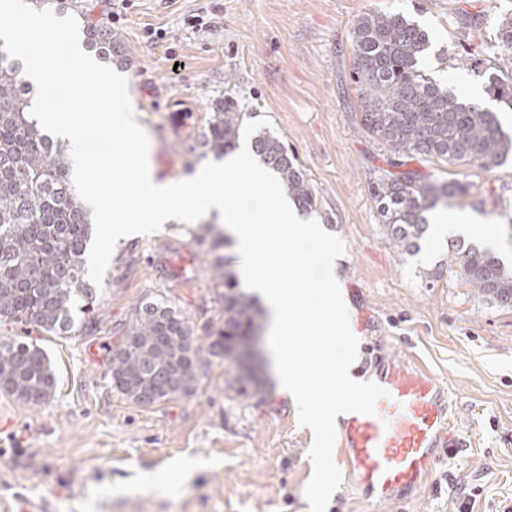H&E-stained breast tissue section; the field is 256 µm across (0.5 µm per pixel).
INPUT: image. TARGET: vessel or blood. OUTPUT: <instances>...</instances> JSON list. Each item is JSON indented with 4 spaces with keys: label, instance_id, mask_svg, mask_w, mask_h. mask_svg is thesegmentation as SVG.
<instances>
[{
    "label": "vessel or blood",
    "instance_id": "1",
    "mask_svg": "<svg viewBox=\"0 0 512 512\" xmlns=\"http://www.w3.org/2000/svg\"><path fill=\"white\" fill-rule=\"evenodd\" d=\"M374 381L385 396L375 414L342 418L336 456L369 500L405 503L462 443L450 431L454 414L447 386L417 362L381 360Z\"/></svg>",
    "mask_w": 512,
    "mask_h": 512
}]
</instances>
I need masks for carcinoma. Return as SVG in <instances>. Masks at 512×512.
Listing matches in <instances>:
<instances>
[{"mask_svg":"<svg viewBox=\"0 0 512 512\" xmlns=\"http://www.w3.org/2000/svg\"><path fill=\"white\" fill-rule=\"evenodd\" d=\"M59 7L82 15L85 46L102 62L129 66L127 47L112 27L90 20L77 0H59ZM351 38L361 125L400 159L396 166H403V158L424 156L490 172L512 154V136L495 112L441 87L422 69L421 59L430 47L426 30L400 14L372 12L357 18ZM499 43L504 53L512 50L511 16L501 21ZM3 45L0 40V320L73 336L96 322L97 288L88 278L90 215L77 203L67 144L52 138L31 116V85L21 79L22 63L1 50ZM483 90L512 107V76L494 72ZM249 117L233 99L217 101L202 131L203 145L214 154L233 149ZM253 149L299 210L314 212L316 194L283 139L260 132ZM468 192V184L459 178L442 182L410 168L372 187L379 221L406 251L418 246L428 227L425 212ZM454 261L481 294L512 306V273L497 257L471 246L453 252L449 262ZM213 265L224 291L219 293V324L205 327L208 347L168 299L142 300L112 351L113 389L143 406L188 395L207 353L236 366L232 382L240 394L257 385L256 373L239 363V354L263 327L262 312L238 288L222 257H215ZM55 387V373L37 342L0 338L1 391L39 406Z\"/></svg>","mask_w":512,"mask_h":512,"instance_id":"obj_1","label":"carcinoma"}]
</instances>
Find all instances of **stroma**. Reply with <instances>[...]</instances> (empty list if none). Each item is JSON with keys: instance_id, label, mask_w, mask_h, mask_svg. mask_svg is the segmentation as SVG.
Here are the masks:
<instances>
[{"instance_id": "obj_1", "label": "stroma", "mask_w": 512, "mask_h": 512, "mask_svg": "<svg viewBox=\"0 0 512 512\" xmlns=\"http://www.w3.org/2000/svg\"><path fill=\"white\" fill-rule=\"evenodd\" d=\"M92 20L120 34L133 60L129 96L150 139L159 178L179 181L207 161L201 132L214 100L232 96L253 119H268L317 195L312 217L347 251L337 271L351 306H365L359 373L375 356L419 359L452 392L465 448L439 463L418 497L376 504L342 480L326 512H456L461 488L473 512L512 505V307L465 282L449 257L456 241L512 259V157L470 171L467 202L449 217H478L485 234L452 226L398 251L378 222L371 188L395 172L394 156L358 123L351 29L362 14L404 13L429 31L422 67L436 83L482 94L476 69L501 63L498 24L512 0H82ZM217 7V25L186 18ZM482 24L462 37L458 9ZM216 216L170 223L117 243L98 291L97 321L75 336L35 331L56 373L51 399L33 406L0 391V512H311V429L279 388L270 349L264 383L246 395L228 385L235 367L210 359L195 391L140 406L113 390L109 358L133 307L167 297L196 327L220 318L212 254L204 238Z\"/></svg>"}]
</instances>
